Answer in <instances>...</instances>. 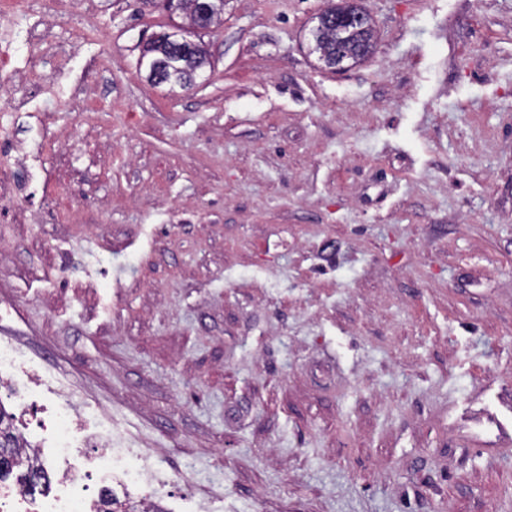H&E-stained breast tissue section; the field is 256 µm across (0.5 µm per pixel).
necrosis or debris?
Wrapping results in <instances>:
<instances>
[{
  "mask_svg": "<svg viewBox=\"0 0 512 512\" xmlns=\"http://www.w3.org/2000/svg\"><path fill=\"white\" fill-rule=\"evenodd\" d=\"M44 380L24 359L21 349L0 340V389L17 390V407L28 414L31 396L37 395ZM61 414L55 429L52 447L41 446L40 440L49 428L46 422L28 423L23 435V456L27 463L55 468L57 489L49 498L34 491L16 477L0 479V512H100L101 500L89 494L92 479H99L103 488L112 484L142 489V505H149L159 487L175 482V475H160L157 469L139 473L129 471L124 459L133 455V448L116 450L110 430L90 423L81 412L79 395L63 386L52 390Z\"/></svg>",
  "mask_w": 512,
  "mask_h": 512,
  "instance_id": "necrosis-or-debris-1",
  "label": "necrosis or debris"
}]
</instances>
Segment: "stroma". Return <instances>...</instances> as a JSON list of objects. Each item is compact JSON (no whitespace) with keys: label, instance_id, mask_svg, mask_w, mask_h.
Instances as JSON below:
<instances>
[{"label":"stroma","instance_id":"1","mask_svg":"<svg viewBox=\"0 0 512 512\" xmlns=\"http://www.w3.org/2000/svg\"><path fill=\"white\" fill-rule=\"evenodd\" d=\"M327 5L226 0L174 95L156 0L0 26L46 87L0 89V336L181 474L165 512H512V0H362L342 72ZM340 9L341 8L336 5V12L328 13V11H325L315 18L316 24L310 31L314 42L312 50H315L324 28L327 26L336 25L339 39L344 40L353 32L366 27L367 23L371 25L370 15L361 7H357L355 9L356 11ZM373 38V27L369 26L356 33V35L344 45V50L358 57L359 61H361L367 56L369 47L373 43ZM316 53L319 54V60L323 61L325 65L327 60L336 54L329 63L331 64L330 67L337 71L348 68L349 66L346 65L348 62H354L351 57L345 55L342 51L336 52V35L334 33V27H328L324 32ZM188 34V32L178 28H173L172 30L155 34L143 43L140 57H146V60H155L152 53L155 52L154 49L156 47H159V50H161L162 47L167 45V43L180 45L190 43L200 45L201 49L204 50L206 59L212 64V57L208 49L202 43L189 39Z\"/></svg>","mask_w":512,"mask_h":512}]
</instances>
